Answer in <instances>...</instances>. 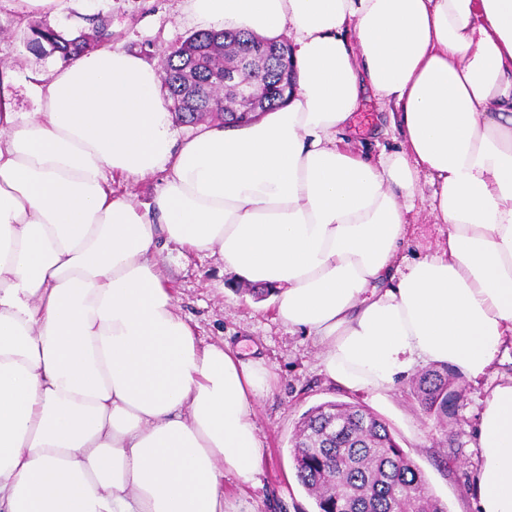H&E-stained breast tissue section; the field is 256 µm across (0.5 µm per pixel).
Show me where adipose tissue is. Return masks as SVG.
<instances>
[{"mask_svg":"<svg viewBox=\"0 0 512 512\" xmlns=\"http://www.w3.org/2000/svg\"><path fill=\"white\" fill-rule=\"evenodd\" d=\"M200 21L291 40L297 90L177 143L158 71L119 48L0 83V512H228L255 482L259 361L201 343L152 259L218 253L278 293L326 376L382 396L422 364L470 381L512 343V0H191ZM399 152L343 146L363 97ZM446 227L407 258L417 175ZM164 173L151 204L116 174ZM473 512H512V380L485 399Z\"/></svg>","mask_w":512,"mask_h":512,"instance_id":"ef3b65f1","label":"adipose tissue"}]
</instances>
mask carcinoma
Listing matches in <instances>:
<instances>
[{"label": "carcinoma", "instance_id": "cac0c4a2", "mask_svg": "<svg viewBox=\"0 0 512 512\" xmlns=\"http://www.w3.org/2000/svg\"><path fill=\"white\" fill-rule=\"evenodd\" d=\"M84 20L91 25L89 33L34 26L27 48L67 62L112 44V31L98 16ZM258 40L246 31L196 32L167 53L163 81L177 119L193 123L207 115L224 117V102L236 99L234 86L224 83L228 69L242 81L258 74L267 78L273 59L254 52ZM414 391L423 410L438 419L448 417L449 406L462 397L446 365L420 374ZM292 448L297 480L315 500L317 512H448L389 425L360 405L331 401L315 407L302 418Z\"/></svg>", "mask_w": 512, "mask_h": 512}]
</instances>
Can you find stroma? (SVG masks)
I'll return each mask as SVG.
<instances>
[{
    "label": "stroma",
    "mask_w": 512,
    "mask_h": 512,
    "mask_svg": "<svg viewBox=\"0 0 512 512\" xmlns=\"http://www.w3.org/2000/svg\"><path fill=\"white\" fill-rule=\"evenodd\" d=\"M99 15L112 32L113 46L139 53L150 64L192 33L200 23L188 0H62L53 14H26L16 0H0V77L12 80L14 111L33 112L37 102L29 91L32 74L57 65L53 56H36L26 47L31 25L59 28L83 26L85 16ZM353 149L378 157L399 150L402 137L390 107L364 100L354 129L343 134ZM433 187L426 172L418 174L411 201L410 225L402 253L416 257L433 252L444 239V225L431 213ZM154 261L170 288L179 312L205 343H222L239 351L243 360H262L270 389L254 407L263 457L255 484L239 485L224 477V497L231 512H316L299 485L291 440L306 412L328 402L357 403L385 419L397 442L423 471L432 493L448 512H471V491L478 466L474 448L484 398L502 380L512 377V345H505L489 374L478 384L456 377L463 398L446 421L422 410L413 393L415 374L400 377L386 396L353 393L332 384L319 364V349L304 332L289 329L276 316L274 296L256 298L246 282L205 252L176 243L156 251Z\"/></svg>",
    "instance_id": "stroma-1"
}]
</instances>
